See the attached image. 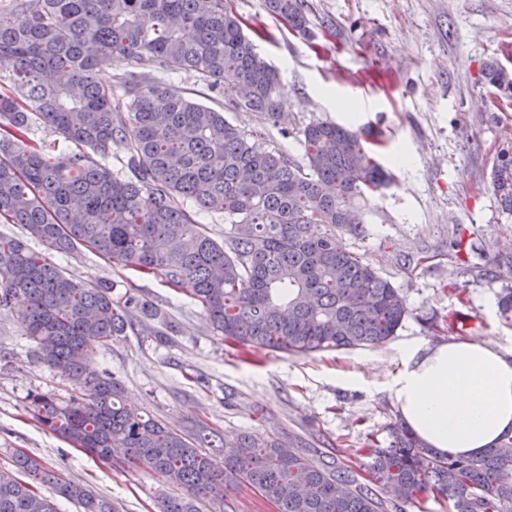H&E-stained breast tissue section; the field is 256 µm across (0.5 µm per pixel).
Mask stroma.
Listing matches in <instances>:
<instances>
[{"label": "stroma", "mask_w": 512, "mask_h": 512, "mask_svg": "<svg viewBox=\"0 0 512 512\" xmlns=\"http://www.w3.org/2000/svg\"><path fill=\"white\" fill-rule=\"evenodd\" d=\"M307 3L304 37L263 0H233L245 34L280 75L283 111L301 125L328 118L382 133L374 151L395 181L362 202L366 231L348 244L407 300L410 314L395 339L304 357L235 348L163 276L84 247L49 258L75 279L109 281L113 295L167 313L168 341L129 333L92 350L95 370L119 381L142 412L179 431L200 420L230 439L258 429L326 440L363 465L360 448L386 440L399 418L389 386L405 347L472 340L512 353V324L498 308L512 273L489 270L497 252L512 251V215L500 210L491 183L500 152L512 147V104L500 102L483 75L493 59L512 72V0ZM352 95L364 104L354 118L343 107ZM401 152L409 166L395 164ZM467 262L476 273L462 274ZM35 391L66 398L73 386L36 360L16 313L0 309V468L23 452L92 487L119 512H158L162 477L113 468L65 442L35 419L28 399Z\"/></svg>", "instance_id": "35a3bbf8"}]
</instances>
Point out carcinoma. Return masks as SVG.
I'll list each match as a JSON object with an SVG mask.
<instances>
[{"mask_svg":"<svg viewBox=\"0 0 512 512\" xmlns=\"http://www.w3.org/2000/svg\"><path fill=\"white\" fill-rule=\"evenodd\" d=\"M298 34L306 0H264ZM129 69L104 86L97 72ZM192 73L224 86L215 106L171 92L154 75ZM486 82L512 99V76L485 64ZM0 217L58 253L87 246L142 274L188 287L208 325L244 348L305 356L383 346L409 315L405 296L347 238L364 233L355 201L392 182L365 145L370 125L329 120L298 126L281 110L279 74L249 42L231 0H0ZM254 112L303 147L297 160L262 145L260 129L224 117ZM42 124L69 142L30 139ZM115 155L120 168L103 160ZM512 215V151L492 171ZM224 215L213 239L184 206ZM82 284L0 234V307H18L37 360L75 386L65 401L30 394L39 422L74 447L145 467L172 486L160 512H235L226 491L255 490L276 512H406L430 493L453 512H512V436L481 456L426 446L403 422L386 446L367 448L368 474L334 448L258 430L232 441L206 423L176 431L127 405L90 351L130 331L162 337V309ZM23 474L22 480L17 474ZM48 484L82 512H118L112 501L26 454L0 470V512H58Z\"/></svg>","mask_w":512,"mask_h":512,"instance_id":"carcinoma-1","label":"carcinoma"}]
</instances>
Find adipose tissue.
<instances>
[{
  "instance_id": "obj_1",
  "label": "adipose tissue",
  "mask_w": 512,
  "mask_h": 512,
  "mask_svg": "<svg viewBox=\"0 0 512 512\" xmlns=\"http://www.w3.org/2000/svg\"><path fill=\"white\" fill-rule=\"evenodd\" d=\"M391 392L403 422L429 447L474 457L512 434V357L483 342L410 347Z\"/></svg>"
}]
</instances>
